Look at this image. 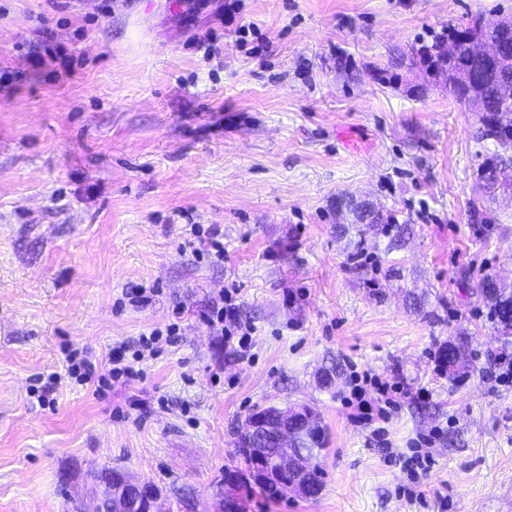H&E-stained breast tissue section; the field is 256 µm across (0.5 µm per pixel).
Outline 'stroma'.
<instances>
[{"label": "stroma", "mask_w": 512, "mask_h": 512, "mask_svg": "<svg viewBox=\"0 0 512 512\" xmlns=\"http://www.w3.org/2000/svg\"><path fill=\"white\" fill-rule=\"evenodd\" d=\"M227 2L0 0V512H83L112 468L213 512L238 423L272 405L320 416L323 486L246 512H512V385L489 377L505 343L480 295L512 288V179L479 187L499 152L479 113L407 61L512 0ZM50 39L73 76L32 66ZM227 288L257 329L245 353L199 320ZM176 305L178 344L139 377L97 396L68 376V350L107 375ZM459 341L457 378L439 355ZM356 370L400 390L394 456L350 418Z\"/></svg>", "instance_id": "obj_1"}]
</instances>
